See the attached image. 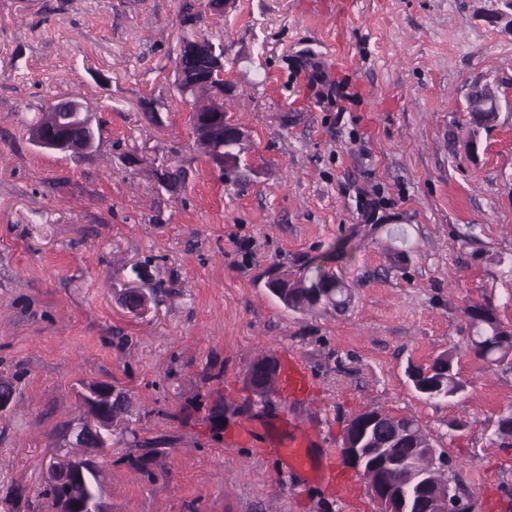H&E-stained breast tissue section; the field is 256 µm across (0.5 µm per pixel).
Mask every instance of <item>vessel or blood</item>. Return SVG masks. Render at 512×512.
<instances>
[{
    "mask_svg": "<svg viewBox=\"0 0 512 512\" xmlns=\"http://www.w3.org/2000/svg\"><path fill=\"white\" fill-rule=\"evenodd\" d=\"M309 389L310 378L306 368L295 362L283 371L278 396L289 406L304 400ZM284 431L283 438L265 443L264 454L277 457L294 473L319 475L329 482L348 483V476L336 465L332 453L320 456L315 452L316 447L325 445V436L305 432L295 424L285 426Z\"/></svg>",
    "mask_w": 512,
    "mask_h": 512,
    "instance_id": "obj_1",
    "label": "vessel or blood"
}]
</instances>
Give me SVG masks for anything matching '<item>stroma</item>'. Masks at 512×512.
<instances>
[{"label":"stroma","instance_id":"obj_1","mask_svg":"<svg viewBox=\"0 0 512 512\" xmlns=\"http://www.w3.org/2000/svg\"><path fill=\"white\" fill-rule=\"evenodd\" d=\"M0 0V512H48L84 384L122 402L102 471L112 512H379L365 480L288 472L245 425L322 429L359 410L419 419L471 512H512V358L469 354L464 308L512 326V29L502 0ZM224 48V107L247 131L239 181L191 137L183 39ZM330 79L309 85L312 63ZM496 91L472 123L473 86ZM81 100L82 157L35 146L47 105ZM379 206L375 223L358 213ZM331 269L345 309L293 311L265 288ZM147 307L127 310V288ZM453 350L464 390L408 379ZM302 363L310 400L256 404L261 358ZM481 86H474L467 97L468 112H486L484 113V119L489 121L494 112L495 120L492 122H484L483 125H490L496 121L497 113L500 112V105L495 97L487 95L484 89H480Z\"/></svg>","mask_w":512,"mask_h":512}]
</instances>
